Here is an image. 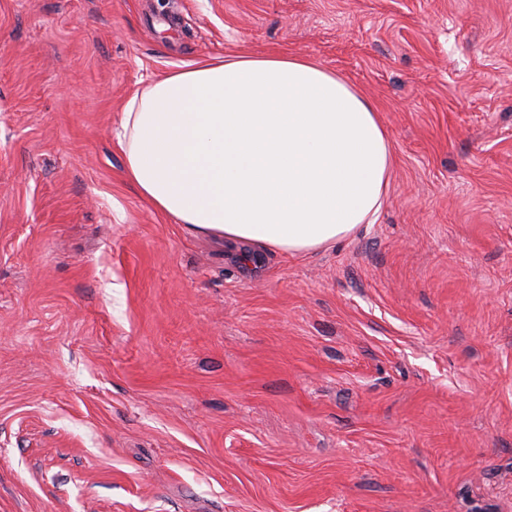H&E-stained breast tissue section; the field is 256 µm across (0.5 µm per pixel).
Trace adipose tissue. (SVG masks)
<instances>
[{"mask_svg":"<svg viewBox=\"0 0 512 512\" xmlns=\"http://www.w3.org/2000/svg\"><path fill=\"white\" fill-rule=\"evenodd\" d=\"M116 137L127 181L155 209L254 257L311 252L374 223L393 164L371 102L297 55L172 71L127 100Z\"/></svg>","mask_w":512,"mask_h":512,"instance_id":"adipose-tissue-1","label":"adipose tissue"}]
</instances>
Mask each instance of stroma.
<instances>
[{
    "instance_id": "obj_1",
    "label": "stroma",
    "mask_w": 512,
    "mask_h": 512,
    "mask_svg": "<svg viewBox=\"0 0 512 512\" xmlns=\"http://www.w3.org/2000/svg\"><path fill=\"white\" fill-rule=\"evenodd\" d=\"M240 54L372 100L376 223L246 261L129 184ZM0 512H512V0H0Z\"/></svg>"
}]
</instances>
